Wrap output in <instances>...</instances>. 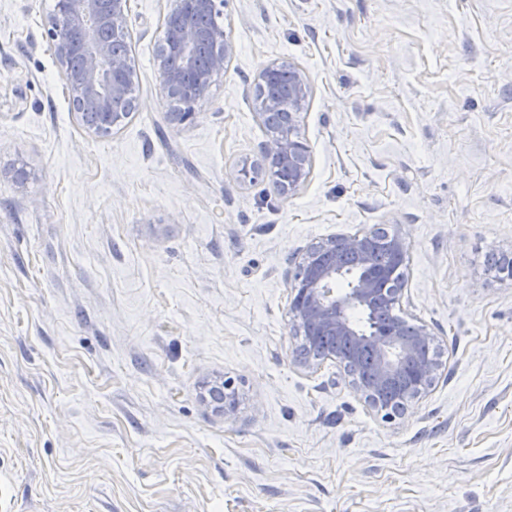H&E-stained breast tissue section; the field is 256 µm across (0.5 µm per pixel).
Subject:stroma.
Returning a JSON list of instances; mask_svg holds the SVG:
<instances>
[{"mask_svg":"<svg viewBox=\"0 0 512 512\" xmlns=\"http://www.w3.org/2000/svg\"><path fill=\"white\" fill-rule=\"evenodd\" d=\"M54 7L0 0V512H512V0H224L234 57L180 127L169 2L127 0L136 107L104 137ZM274 62L312 89L290 196L237 178ZM379 227L442 363L394 420L296 364L288 313L311 244ZM227 379L230 419L202 398Z\"/></svg>","mask_w":512,"mask_h":512,"instance_id":"1","label":"stroma"}]
</instances>
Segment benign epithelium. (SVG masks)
<instances>
[{
  "label": "benign epithelium",
  "instance_id": "7a95c632",
  "mask_svg": "<svg viewBox=\"0 0 512 512\" xmlns=\"http://www.w3.org/2000/svg\"><path fill=\"white\" fill-rule=\"evenodd\" d=\"M127 0H56L48 21L50 50L69 88L82 124L95 135H108L129 118L117 112V103L128 99L135 78L130 53L113 52V42L130 40L126 19ZM224 0H171L164 14V36L156 61L161 96L178 102L169 113L174 124L195 118L194 105L209 94L213 76L227 69L234 45L224 26L203 27L200 19L221 13ZM288 85L280 93L256 101L258 115L268 127L260 168L288 166V181L281 192L292 194L308 180L311 150L300 135L301 115L311 86L306 73L288 65ZM289 111H281L282 99ZM369 234H338L311 245L300 258L293 275L289 315L294 335L305 344L324 338L347 346L337 360L355 392L371 406L393 419L401 411L374 401L376 390L410 371L406 392L410 399L425 396L442 364L422 355L421 346L431 338L424 325L405 332L400 324H376L372 332L359 330L353 312L370 311L378 300L377 283L385 273L376 269L367 247ZM363 270L353 287L336 291V281L345 264ZM211 402L224 418L234 417L239 407L238 391L231 380L208 390Z\"/></svg>",
  "mask_w": 512,
  "mask_h": 512
}]
</instances>
